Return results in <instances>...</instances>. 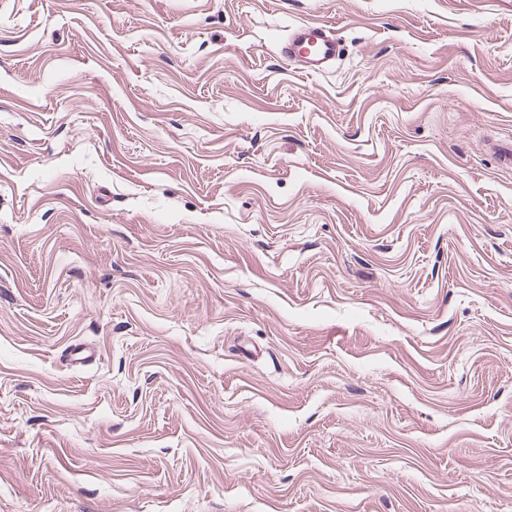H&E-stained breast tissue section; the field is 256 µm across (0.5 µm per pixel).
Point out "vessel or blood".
<instances>
[{
    "label": "vessel or blood",
    "instance_id": "b4317fda",
    "mask_svg": "<svg viewBox=\"0 0 512 512\" xmlns=\"http://www.w3.org/2000/svg\"><path fill=\"white\" fill-rule=\"evenodd\" d=\"M341 52L342 45L334 30L322 23H304L292 28L280 46L282 57L298 63L309 75L326 71Z\"/></svg>",
    "mask_w": 512,
    "mask_h": 512
}]
</instances>
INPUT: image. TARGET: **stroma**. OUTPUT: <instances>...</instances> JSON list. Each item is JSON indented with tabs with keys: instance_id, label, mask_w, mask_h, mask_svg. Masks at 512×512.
<instances>
[{
	"instance_id": "1",
	"label": "stroma",
	"mask_w": 512,
	"mask_h": 512,
	"mask_svg": "<svg viewBox=\"0 0 512 512\" xmlns=\"http://www.w3.org/2000/svg\"><path fill=\"white\" fill-rule=\"evenodd\" d=\"M511 144L512 0H0V512H512ZM342 45L329 25L301 24L290 30L280 46L282 57L298 63L306 74L326 71L340 56Z\"/></svg>"
}]
</instances>
